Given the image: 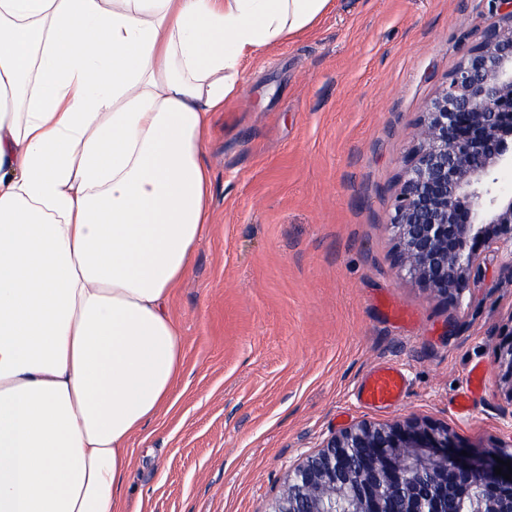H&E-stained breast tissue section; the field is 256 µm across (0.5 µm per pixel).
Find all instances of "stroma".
Returning <instances> with one entry per match:
<instances>
[{
    "mask_svg": "<svg viewBox=\"0 0 512 512\" xmlns=\"http://www.w3.org/2000/svg\"><path fill=\"white\" fill-rule=\"evenodd\" d=\"M490 22L487 0H334L244 62L210 118L211 220L169 297L184 371L130 445L125 512H270L292 467L361 422L426 419L468 452L512 438L494 363L512 270L489 256L444 300L400 271L387 228L418 119ZM385 364L406 396L365 407Z\"/></svg>",
    "mask_w": 512,
    "mask_h": 512,
    "instance_id": "obj_1",
    "label": "stroma"
}]
</instances>
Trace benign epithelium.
<instances>
[{
  "label": "benign epithelium",
  "instance_id": "obj_1",
  "mask_svg": "<svg viewBox=\"0 0 512 512\" xmlns=\"http://www.w3.org/2000/svg\"><path fill=\"white\" fill-rule=\"evenodd\" d=\"M498 19L485 30L422 113L404 158L388 227L398 262L410 278L456 303L485 273V257L504 252L512 270V0H489ZM496 347L499 388L512 406V326ZM512 461V439L487 454L461 455L448 427L405 418L353 426L327 438L290 473L271 512H443L448 485H477L471 512H512L499 494L512 479L494 472Z\"/></svg>",
  "mask_w": 512,
  "mask_h": 512
}]
</instances>
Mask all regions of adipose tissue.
<instances>
[{"label": "adipose tissue", "instance_id": "ef3b65f1", "mask_svg": "<svg viewBox=\"0 0 512 512\" xmlns=\"http://www.w3.org/2000/svg\"><path fill=\"white\" fill-rule=\"evenodd\" d=\"M333 0H0V512H124L183 366L209 119Z\"/></svg>", "mask_w": 512, "mask_h": 512}]
</instances>
